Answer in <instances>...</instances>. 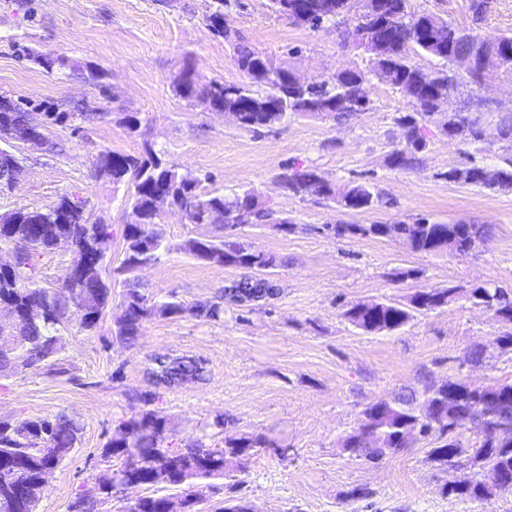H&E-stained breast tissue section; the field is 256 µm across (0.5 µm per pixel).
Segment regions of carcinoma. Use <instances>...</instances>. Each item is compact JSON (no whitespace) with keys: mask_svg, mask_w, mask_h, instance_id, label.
<instances>
[{"mask_svg":"<svg viewBox=\"0 0 512 512\" xmlns=\"http://www.w3.org/2000/svg\"><path fill=\"white\" fill-rule=\"evenodd\" d=\"M270 8L299 26L316 29L336 19V14L350 15L352 0H269ZM382 11L355 14L351 26L341 32L344 42L357 45L355 33L368 28L371 40L382 45L384 52L371 54L362 67L341 71L336 79L321 84L298 87L292 73L277 68L269 72L267 57L245 44L224 17V0L205 18L208 31L228 42L234 49L236 62L246 81L240 84L212 82L202 86L197 79L173 86L176 96L190 105H202L212 111H232L241 115V126L256 130L279 123L288 115L323 117L331 115L346 122L369 109L368 85L376 81L403 95L410 110L400 112L395 122L402 131V142L390 153L389 164L398 170L415 167L418 153L426 145L428 124L435 123L443 133H452L465 145L486 144L484 127L478 118L462 117L448 128L436 115L443 104L451 103L459 83L454 69L455 55L480 54L488 47L497 48L512 70V36L469 33L449 21L423 13L410 15L406 0H379ZM434 58L440 67L426 71L411 62L409 51ZM0 142L9 144L6 131L18 125L30 126L36 137L29 147L50 148L46 130L50 126L72 124L80 113L57 112L47 106L42 112H28L0 98ZM500 163L493 167L472 165L449 170L445 177L490 190L512 188V144L499 147ZM96 173L112 185L128 186L129 200L141 216V223L126 224L123 230L124 260L121 272V302L125 312L113 322L112 335L132 344L140 335L143 323L153 315L190 314L217 321L224 317V303L203 302L190 307L175 296L158 297L148 293L136 275L143 265L159 262L170 251L160 227L162 215L169 208L186 213L193 224H205L212 211L224 209L242 214L238 228H256L276 223L278 231L288 234L295 229L289 219L275 217L257 190L250 188L226 196L219 190L201 189L198 176L165 160L151 146L142 154L128 155L104 150L97 156ZM317 171L311 168L288 169L281 173L283 189L297 196L315 195L337 204L345 211H361L383 205L384 196L365 183L337 187L323 183L315 189L309 183ZM223 234L204 242L186 240L180 250L191 257L224 267L245 271L232 283V290L258 298L278 295L274 281L257 272L276 266L274 256L255 248L242 239L236 229L222 225ZM337 237L361 235L374 238H401L411 250L425 254H466L487 241V229L479 224H444L418 218L415 222L393 224H336ZM63 232L72 243L71 264L82 272L64 277L58 285L41 286L40 256L54 250L53 236ZM110 225L93 222L86 215L85 204L63 196L47 209L18 208L0 215V249L18 252V262L11 273H0V302L7 301L22 311L32 303L44 310L38 320L24 321L15 329L0 333V379L25 372L62 375L67 373L62 354L70 311L80 305L85 310L81 328L93 333L99 327L104 311L112 303V282L102 275L103 263L110 248ZM464 298L474 305L493 310L495 317L508 327L488 345H476L469 360L481 364L493 351H512V289L485 283L469 288L423 289L407 302H364L346 311L354 326L368 334L389 333L402 329L417 314L442 308ZM150 370L156 382L167 387L186 382L203 381L207 369L203 360L187 355H159L150 359ZM155 395L141 396L145 408L116 421L117 431L106 443L104 457L120 461L107 466L95 477L91 488L79 490L72 500L70 512H95L103 499H121L130 485L144 489L158 486L159 478L177 490L186 504V512H201L205 500L203 489L213 479H222L228 468L240 470L257 447L268 448L265 436L237 438L226 448H215L201 439L181 448L168 446V419L150 405ZM484 424L478 440L465 443L458 429L468 421ZM428 435L439 432L446 436L431 456L447 466L462 455L470 463L472 475L465 482L449 485L450 491L465 500H483L487 482L500 480L512 487V381L479 387L448 378L425 381L419 390L399 393L389 399L369 404L361 413L357 426L342 440V446L367 461H377L404 451L415 434L410 428ZM82 426L65 413L22 421L0 418V512H37L42 495L39 478L42 470L62 464L78 443ZM53 448V457L43 449ZM168 495H145L129 504L124 512H168Z\"/></svg>","mask_w":512,"mask_h":512,"instance_id":"obj_1","label":"carcinoma"}]
</instances>
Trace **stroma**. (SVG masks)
<instances>
[{
  "instance_id": "obj_1",
  "label": "stroma",
  "mask_w": 512,
  "mask_h": 512,
  "mask_svg": "<svg viewBox=\"0 0 512 512\" xmlns=\"http://www.w3.org/2000/svg\"><path fill=\"white\" fill-rule=\"evenodd\" d=\"M212 5L213 0H0V95L33 111L49 102L90 115L73 127H50L54 150L15 142L23 171L16 189L0 192V214L45 209L61 196H78L94 219L111 226L103 273L118 278L123 228L134 216L126 191L99 178L93 163L103 150L138 154L149 143L200 176L202 189L232 195L255 188L296 226L288 234L270 226L245 231L249 242L276 257L278 296L253 307H225L218 321L155 316L132 344L111 334L121 312L115 302L96 333L71 323L63 352L66 375L22 373L0 380V417L63 412L83 425L77 448L49 478L39 512H68L75 493L93 485L108 464L102 451L115 421L138 412L139 395L151 391L157 394L154 410L169 420L172 447L211 433V422L221 414L224 430L212 434L213 445L262 434L286 449L282 456L254 449L245 471L214 480L203 512L228 499L245 501L253 512H512V491L484 501L449 493V484L468 472L432 460L438 434L416 437L402 454L377 463L342 446L369 403L420 388L423 377L485 386L512 379V351L477 366L468 361L471 347L503 332L490 312L470 302L416 315L392 334L364 333L345 316L355 304L404 303L424 288L490 281L512 287V190L490 192L445 177L455 167L495 165L497 151L462 145L432 124L417 166L391 168L389 155L401 140L395 117L409 104L375 82L369 109L342 124L295 116L253 131L189 105L171 87L184 64H192L204 84L244 80L232 47L205 27ZM406 5L409 13L430 12L462 29L512 32V0H487L479 19L470 0ZM224 11L252 48L308 81L330 79L364 57L362 50L342 45L333 23L318 29L293 25L270 9L269 0H226ZM37 55L56 59V66L34 63ZM458 96L485 100L486 138L496 141L498 113L512 110V71H494L479 85L461 80ZM127 113L141 118L140 135L122 125ZM297 166L313 168L333 184L368 182L386 203L347 212L288 194L278 179L284 168ZM419 217L484 225L488 242L465 256L429 255L396 239L335 237L326 230L330 224ZM162 228L170 252L138 273L150 292L192 305L217 299L239 278L237 269L197 261L180 250L187 239L220 235L219 225L193 224L169 210ZM396 268H415L420 275L395 282L390 273ZM158 354L200 358L207 377L155 387L148 368Z\"/></svg>"
}]
</instances>
